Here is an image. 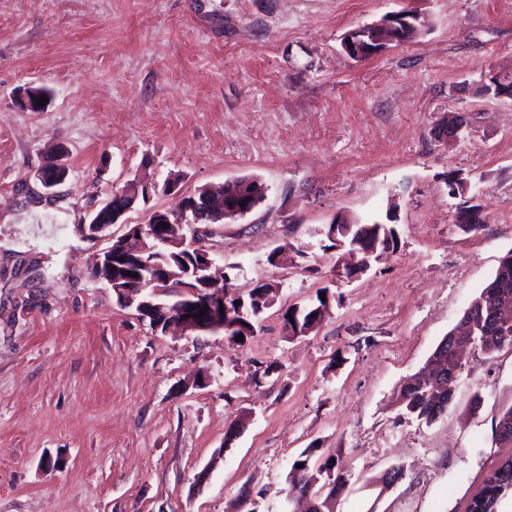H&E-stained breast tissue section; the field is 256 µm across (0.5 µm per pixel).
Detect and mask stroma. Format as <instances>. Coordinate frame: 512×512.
Listing matches in <instances>:
<instances>
[{
	"instance_id": "1",
	"label": "stroma",
	"mask_w": 512,
	"mask_h": 512,
	"mask_svg": "<svg viewBox=\"0 0 512 512\" xmlns=\"http://www.w3.org/2000/svg\"><path fill=\"white\" fill-rule=\"evenodd\" d=\"M402 10L417 36L345 51ZM494 73L512 77V0H0V512H231L245 488L287 512L307 448L352 474L337 512H465L512 454L491 429L512 353L472 355L433 424L395 401L512 250V98L482 92ZM30 86L46 111L21 108ZM454 112L468 127L438 140ZM55 150L70 174L48 190ZM241 178L264 199L206 244L237 293L276 288L244 345L155 333L93 280L107 241L81 226L113 190L151 187L119 236ZM463 206L481 231L461 230ZM337 216L395 225L397 250L337 276ZM324 287L330 314L289 338L284 310ZM394 464L406 477L380 492Z\"/></svg>"
}]
</instances>
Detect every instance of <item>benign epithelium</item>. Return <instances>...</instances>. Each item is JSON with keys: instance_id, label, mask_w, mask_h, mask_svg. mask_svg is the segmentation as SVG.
<instances>
[{"instance_id": "1", "label": "benign epithelium", "mask_w": 512, "mask_h": 512, "mask_svg": "<svg viewBox=\"0 0 512 512\" xmlns=\"http://www.w3.org/2000/svg\"><path fill=\"white\" fill-rule=\"evenodd\" d=\"M422 24L420 17L403 12H396L380 23V27L390 31L393 39L401 40L403 36ZM362 29L358 28L348 34L344 49L354 57L368 54L372 47L361 38ZM467 117L457 115L438 128L439 138L455 141L465 129ZM68 166L55 163L44 168L39 180L47 190L62 184L68 176ZM231 191L245 199V205L236 210L234 217H245L254 207L255 196L246 184L230 183ZM136 196L131 188L112 192L109 199L93 213L89 223L83 225V232L88 238H99L114 224H127L124 216L133 208ZM215 206L211 195L193 196L179 213L156 212L152 214V222L134 224L130 230L119 237L110 238L111 244L96 253L91 261L93 278L112 287L120 278L130 283L122 289V303L133 307L138 316L151 322L155 332H167L171 326H177L186 333H217L224 330V321L247 316L249 308L246 302L235 304L237 298L224 290V278L216 277L211 269L213 260L203 244L201 234L187 240L178 225L185 222L191 224H207L211 220L209 213ZM376 252L369 251L367 257L358 259L351 265L345 252L338 258V264L348 273L363 271L370 267L369 258ZM507 270L502 267L497 273L496 283L484 291L480 306L485 309L486 316L481 321L486 326V334L500 336L507 341L505 329L512 325V305L507 302L508 288L512 282L506 277ZM180 280L184 285L179 287L182 303L178 305L156 302L154 298L168 295L165 286ZM207 308L201 312V308ZM476 309L469 306L465 309L460 322L462 330L448 333V356L442 353L431 357L429 364L413 375L406 385H413L420 380L427 383L437 395V399H454L453 383L457 380L467 353L480 347V341L473 336V324ZM289 479L293 485L302 488L298 495H289L288 500H301L308 504L305 512H334L335 504L340 500L341 492L324 496L325 490L331 488L324 475L301 476L293 472Z\"/></svg>"}]
</instances>
